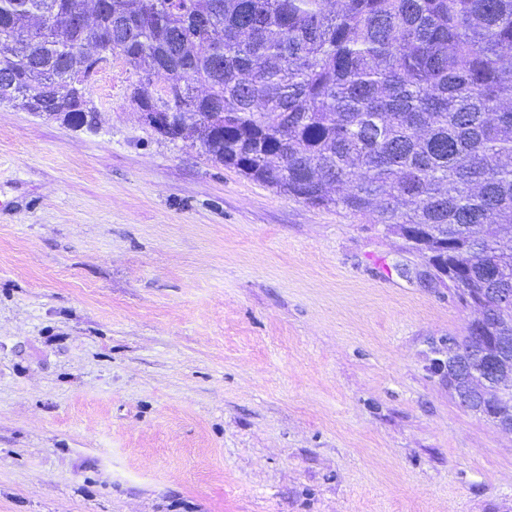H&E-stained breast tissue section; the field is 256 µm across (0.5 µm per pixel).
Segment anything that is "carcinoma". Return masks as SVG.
I'll return each instance as SVG.
<instances>
[{
  "instance_id": "carcinoma-1",
  "label": "carcinoma",
  "mask_w": 512,
  "mask_h": 512,
  "mask_svg": "<svg viewBox=\"0 0 512 512\" xmlns=\"http://www.w3.org/2000/svg\"><path fill=\"white\" fill-rule=\"evenodd\" d=\"M114 53L137 107L186 113L157 134L385 225L482 302L461 357L512 334V0H0V104L95 125Z\"/></svg>"
}]
</instances>
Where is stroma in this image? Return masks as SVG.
<instances>
[{"mask_svg": "<svg viewBox=\"0 0 512 512\" xmlns=\"http://www.w3.org/2000/svg\"><path fill=\"white\" fill-rule=\"evenodd\" d=\"M0 105V512H512V432L404 239L158 139Z\"/></svg>", "mask_w": 512, "mask_h": 512, "instance_id": "obj_1", "label": "stroma"}]
</instances>
